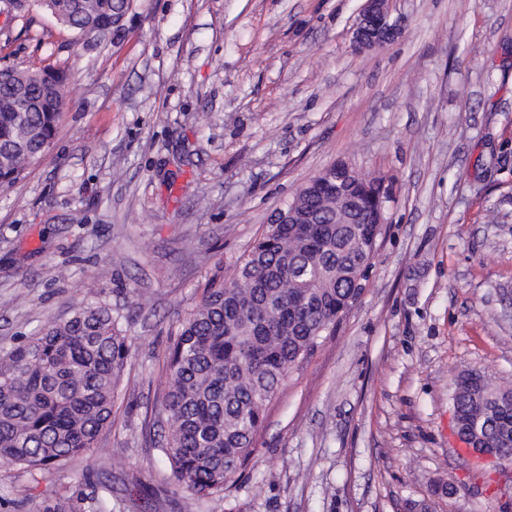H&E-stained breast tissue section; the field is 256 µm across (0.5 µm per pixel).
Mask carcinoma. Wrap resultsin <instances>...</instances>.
I'll list each match as a JSON object with an SVG mask.
<instances>
[{
	"instance_id": "1",
	"label": "carcinoma",
	"mask_w": 512,
	"mask_h": 512,
	"mask_svg": "<svg viewBox=\"0 0 512 512\" xmlns=\"http://www.w3.org/2000/svg\"><path fill=\"white\" fill-rule=\"evenodd\" d=\"M123 0H44L77 38L112 24ZM68 74L22 66L0 78V185L14 183L52 147ZM379 182L343 183L358 196ZM328 197L304 203L321 224H283L240 260L241 279L208 288L171 337L160 368L161 451L175 487L219 496L249 465L267 404L323 338L335 332L365 274L362 253L340 239ZM131 342L112 309L77 303L34 336L0 350V462L37 471L91 453L112 423V402ZM456 432L468 444L512 455V388L465 371L454 383Z\"/></svg>"
}]
</instances>
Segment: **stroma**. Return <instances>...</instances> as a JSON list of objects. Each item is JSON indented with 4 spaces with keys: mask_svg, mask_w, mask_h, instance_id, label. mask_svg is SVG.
<instances>
[{
    "mask_svg": "<svg viewBox=\"0 0 512 512\" xmlns=\"http://www.w3.org/2000/svg\"><path fill=\"white\" fill-rule=\"evenodd\" d=\"M133 0L119 42L0 0V65L64 67L52 150L0 186V347L74 302L130 360L90 455L0 464V512H512V464L464 457L456 377L512 385V0ZM346 162L386 222L357 307L279 388L224 497L172 492L153 380L172 331L271 212ZM391 0H365L352 29L355 50L382 48L393 43L399 35L396 24L390 21Z\"/></svg>",
    "mask_w": 512,
    "mask_h": 512,
    "instance_id": "obj_1",
    "label": "stroma"
}]
</instances>
